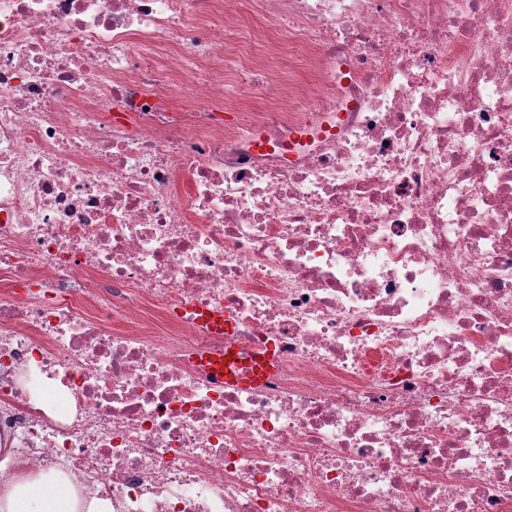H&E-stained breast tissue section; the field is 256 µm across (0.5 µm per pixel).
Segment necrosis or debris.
<instances>
[{"mask_svg": "<svg viewBox=\"0 0 512 512\" xmlns=\"http://www.w3.org/2000/svg\"><path fill=\"white\" fill-rule=\"evenodd\" d=\"M0 447L112 512H512V0H0ZM194 312L197 324L205 327L210 333L223 336L224 333H230L235 329L231 319L224 316V312L208 309H191ZM225 358H230V361H225ZM239 358V353L232 350V353L223 352L217 354H208L204 360L209 365V369L219 378L225 381H232L236 377L234 367L237 366L236 359Z\"/></svg>", "mask_w": 512, "mask_h": 512, "instance_id": "necrosis-or-debris-1", "label": "necrosis or debris"}]
</instances>
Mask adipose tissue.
I'll list each match as a JSON object with an SVG mask.
<instances>
[{"mask_svg": "<svg viewBox=\"0 0 512 512\" xmlns=\"http://www.w3.org/2000/svg\"><path fill=\"white\" fill-rule=\"evenodd\" d=\"M0 512H112V502L105 497L82 499L72 480L58 472L29 478L5 450L0 452Z\"/></svg>", "mask_w": 512, "mask_h": 512, "instance_id": "ef3b65f1", "label": "adipose tissue"}]
</instances>
